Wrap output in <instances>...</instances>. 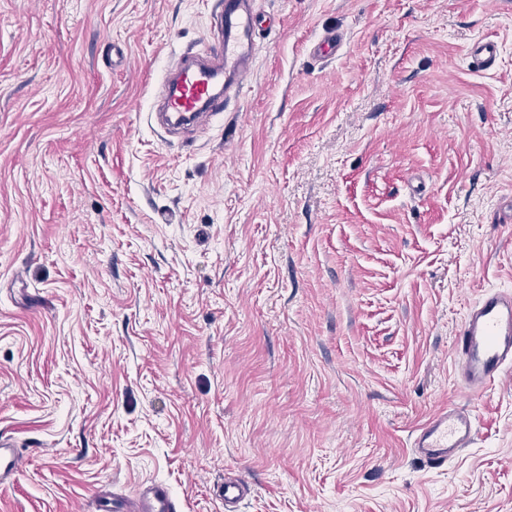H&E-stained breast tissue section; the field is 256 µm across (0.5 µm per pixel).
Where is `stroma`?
Listing matches in <instances>:
<instances>
[{
  "label": "stroma",
  "instance_id": "obj_1",
  "mask_svg": "<svg viewBox=\"0 0 512 512\" xmlns=\"http://www.w3.org/2000/svg\"><path fill=\"white\" fill-rule=\"evenodd\" d=\"M222 7L0 0V512H226L233 478L237 512H512V375L453 362L512 290V0H252L238 100L169 135L161 74ZM448 404L478 434L433 468ZM499 55L497 43L490 39H481L475 42L470 49L471 63L480 70L491 69ZM412 448L430 466L439 467L464 448L475 436V416L467 409L449 405L415 430ZM22 459L12 443L2 435L0 436V479L16 473ZM99 508L101 512H178L168 487L162 483L147 486L127 511L115 508L110 499L101 500Z\"/></svg>",
  "mask_w": 512,
  "mask_h": 512
}]
</instances>
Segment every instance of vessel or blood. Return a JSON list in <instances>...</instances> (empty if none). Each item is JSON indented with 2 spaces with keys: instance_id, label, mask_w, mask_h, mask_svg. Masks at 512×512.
Instances as JSON below:
<instances>
[{
  "instance_id": "b4317fda",
  "label": "vessel or blood",
  "mask_w": 512,
  "mask_h": 512,
  "mask_svg": "<svg viewBox=\"0 0 512 512\" xmlns=\"http://www.w3.org/2000/svg\"><path fill=\"white\" fill-rule=\"evenodd\" d=\"M250 0H224L217 32L205 55H187L162 83L158 94V121L173 132H188L206 125L224 112L228 94L240 93L256 53V29ZM499 55L490 39L470 49L474 67L491 69ZM459 378L465 389L482 392L512 370V293L485 292L456 332L453 347ZM475 436V417L469 410L448 406L415 431L412 448L430 466L448 462ZM22 459L0 436V479L18 471ZM130 512H178L168 487L147 486Z\"/></svg>"
}]
</instances>
